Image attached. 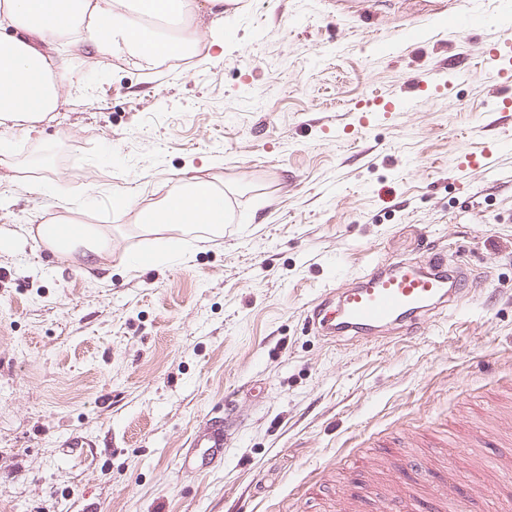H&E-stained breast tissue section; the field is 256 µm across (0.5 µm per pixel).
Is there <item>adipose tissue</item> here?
Masks as SVG:
<instances>
[{
  "mask_svg": "<svg viewBox=\"0 0 512 512\" xmlns=\"http://www.w3.org/2000/svg\"><path fill=\"white\" fill-rule=\"evenodd\" d=\"M230 0H0V125L30 133L46 117L66 103L71 88L62 76L70 61L51 53L53 39L70 36L85 40L94 56L117 59L136 70L154 68L172 49L199 46L193 35L160 36L151 19L210 16L224 18ZM224 189L192 175L179 192L165 197L151 209L143 229L156 237L155 262H188L177 236L185 226L199 224L214 203L223 200ZM109 233L88 224L69 242L49 241L47 247L58 259L84 247L89 258L102 256L109 246Z\"/></svg>",
  "mask_w": 512,
  "mask_h": 512,
  "instance_id": "obj_1",
  "label": "adipose tissue"
}]
</instances>
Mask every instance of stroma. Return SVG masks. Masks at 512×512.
Instances as JSON below:
<instances>
[{"label":"stroma","mask_w":512,"mask_h":512,"mask_svg":"<svg viewBox=\"0 0 512 512\" xmlns=\"http://www.w3.org/2000/svg\"><path fill=\"white\" fill-rule=\"evenodd\" d=\"M461 11L490 24L458 28ZM194 27L202 63L69 48L71 98L33 134L0 130L21 164L0 168V512L378 504L386 485L349 480L353 450L393 472L416 458L438 495L485 481L512 448L490 426L512 419V143L444 173L512 134L472 74L512 0H232ZM431 68L453 93L413 85ZM191 172L223 185V235L190 227V262L132 268L153 243L135 214ZM64 215L107 230L111 256L35 254L31 228ZM435 251L474 284L458 314L403 343L310 329L322 291ZM228 410L223 466L184 475L194 428Z\"/></svg>","instance_id":"stroma-1"}]
</instances>
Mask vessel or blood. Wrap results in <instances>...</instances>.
<instances>
[{"mask_svg": "<svg viewBox=\"0 0 512 512\" xmlns=\"http://www.w3.org/2000/svg\"><path fill=\"white\" fill-rule=\"evenodd\" d=\"M512 53V37L500 36L488 43L474 69L476 77L491 85L512 86V71L498 67L503 55ZM469 293V277L461 267L449 265L444 256L420 265L411 260L385 261L346 287L317 298L307 311V323L319 335L352 336L362 340L392 332L409 335L431 314L459 309ZM230 426L227 417L206 419L195 431L182 465L205 473L224 460V436ZM410 460H402L405 475L393 486L382 512H408L414 496V481L408 477Z\"/></svg>", "mask_w": 512, "mask_h": 512, "instance_id": "b4317fda", "label": "vessel or blood"}]
</instances>
